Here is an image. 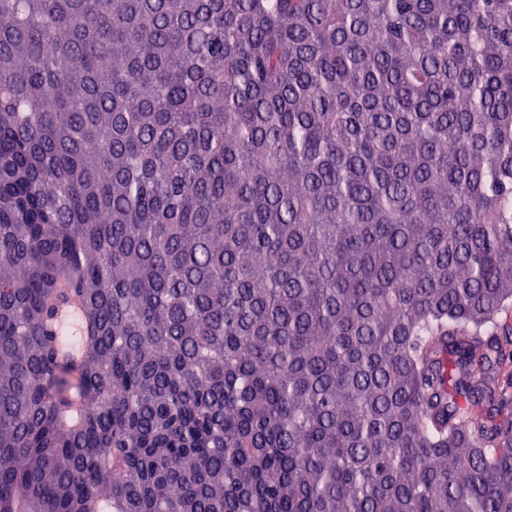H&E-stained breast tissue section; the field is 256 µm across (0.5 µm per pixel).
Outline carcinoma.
Segmentation results:
<instances>
[{
    "mask_svg": "<svg viewBox=\"0 0 512 512\" xmlns=\"http://www.w3.org/2000/svg\"><path fill=\"white\" fill-rule=\"evenodd\" d=\"M512 0H0V512H512Z\"/></svg>",
    "mask_w": 512,
    "mask_h": 512,
    "instance_id": "1",
    "label": "carcinoma"
}]
</instances>
